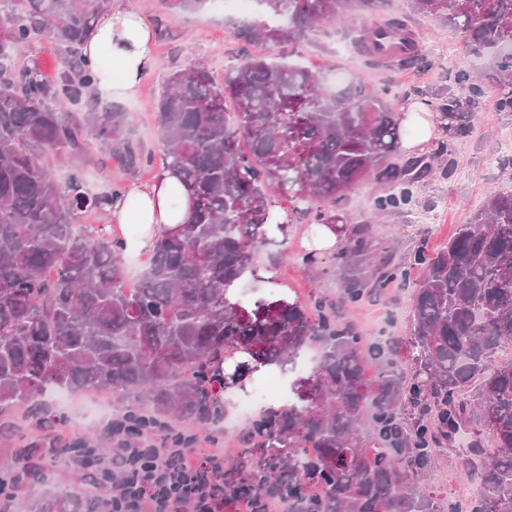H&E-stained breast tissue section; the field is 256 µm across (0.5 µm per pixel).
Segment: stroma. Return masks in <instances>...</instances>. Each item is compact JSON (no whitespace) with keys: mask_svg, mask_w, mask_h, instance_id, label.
Returning a JSON list of instances; mask_svg holds the SVG:
<instances>
[{"mask_svg":"<svg viewBox=\"0 0 512 512\" xmlns=\"http://www.w3.org/2000/svg\"><path fill=\"white\" fill-rule=\"evenodd\" d=\"M126 2L157 19L163 30L154 39L153 66L142 77L135 98L120 104L133 137L143 144L150 161L130 173L118 167L96 144H88L83 170L93 193L111 186L125 188L133 182L147 185L161 171L164 146L155 122L157 101L168 73L192 60L204 61L220 79L245 54H260L272 62L319 71L328 79L341 74L347 84L361 85L383 96L395 112L413 101L436 110L453 98L458 100L461 111L470 113V127L465 134L456 136L443 128L437 132L438 141L453 143L450 171L424 176L413 186L405 205L374 223L380 248L396 247L397 257L407 271L405 281L391 285L381 297L361 302L346 313L347 320L362 335H378L390 317L397 322L398 335H405L411 291L423 276L422 267L414 260L416 251L430 252L448 241L456 226L468 222L490 193L512 192V170L500 168L506 157L503 147L512 141V111L499 108L501 86L485 77L480 95L473 99L457 78L463 68L485 76L494 65L491 54L472 53L437 18L415 13L410 0H387L383 13L384 18L401 20L414 34L418 60L409 65L356 51L353 43L366 22L362 14L349 24H323L301 43L288 46L239 39L237 31L250 17L225 10L224 0H208L204 9L193 13L167 11L159 0ZM310 230L307 221H296L277 250L265 247L257 254L259 265L264 267L272 253L282 254L283 260L273 275L279 280L281 291L298 297L304 304L317 293L338 289L334 251L320 252V266L309 267L302 262L306 252L302 240ZM468 440V434H459L429 479L443 497L462 502L470 494V484L459 452Z\"/></svg>","mask_w":512,"mask_h":512,"instance_id":"obj_1","label":"stroma"}]
</instances>
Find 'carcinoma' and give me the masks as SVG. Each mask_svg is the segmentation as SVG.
Returning a JSON list of instances; mask_svg holds the SVG:
<instances>
[{"label":"carcinoma","mask_w":512,"mask_h":512,"mask_svg":"<svg viewBox=\"0 0 512 512\" xmlns=\"http://www.w3.org/2000/svg\"><path fill=\"white\" fill-rule=\"evenodd\" d=\"M107 0H7L0 8V436L24 407L34 419L50 390L109 389L143 400L123 411L112 437L140 435L178 418L205 426L224 419L223 378L214 369L238 354L280 370L316 342L321 356L295 377L291 399L245 429L244 455L224 465V497L247 496L253 512L275 497L288 512H512V193H490L433 257L412 295L406 338L367 340L338 312L377 296L402 276L392 249L376 248L372 225L349 222L346 192L372 181L374 212L407 201L415 178L395 162L398 113L362 86L332 90L317 71L246 56L217 81L195 60L171 72L157 104L164 167L191 201L189 220L150 251L139 290H125V238L76 229L82 215L123 196L92 195L83 170L56 180L47 155H75L92 139L133 170L148 162L127 136L128 117L100 107L91 90L100 66L83 39ZM382 0H256L257 20L241 38L293 45L324 22L375 15ZM472 49L497 52L495 78L512 82V0H412ZM286 19L288 25L278 21ZM40 33L64 49L53 81L37 62L12 58ZM398 39L415 59L404 24L385 20L360 40ZM85 101L84 124L66 106ZM235 109H226V101ZM464 134L469 113L442 107ZM292 206L283 221L271 191ZM332 226L340 239L336 297L307 307L287 294L253 302L242 317L235 288L259 274V248L295 219ZM375 369L367 375V365ZM472 434L462 450L472 497L443 504L425 490L448 446V431ZM77 434L52 455L78 460ZM304 448L313 452L305 454ZM8 471L21 484L46 455L13 449ZM78 492L44 486L30 512H100Z\"/></svg>","instance_id":"obj_1"}]
</instances>
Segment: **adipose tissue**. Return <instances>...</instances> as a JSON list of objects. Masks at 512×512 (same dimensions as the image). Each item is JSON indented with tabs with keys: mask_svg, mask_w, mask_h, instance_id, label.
<instances>
[{
	"mask_svg": "<svg viewBox=\"0 0 512 512\" xmlns=\"http://www.w3.org/2000/svg\"><path fill=\"white\" fill-rule=\"evenodd\" d=\"M153 39L145 15L120 0L99 15L83 44L89 59H97L104 47L112 55L111 70L100 73L95 85L97 97L114 101L136 93L143 74L153 65ZM444 123L442 114L428 111L418 103L409 105L401 115V125L406 129L417 128L418 134L403 139V148L413 150L427 144ZM176 187V179L166 170L160 171L151 185L131 186L124 198L107 206L108 223L144 225L145 233L136 247L151 248L159 235L185 220L186 207L174 205Z\"/></svg>",
	"mask_w": 512,
	"mask_h": 512,
	"instance_id": "adipose-tissue-1",
	"label": "adipose tissue"
}]
</instances>
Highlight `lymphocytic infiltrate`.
<instances>
[{
    "label": "lymphocytic infiltrate",
    "instance_id": "1",
    "mask_svg": "<svg viewBox=\"0 0 512 512\" xmlns=\"http://www.w3.org/2000/svg\"><path fill=\"white\" fill-rule=\"evenodd\" d=\"M224 450L215 431L177 420L132 446L99 455L83 475L112 512H250L224 499Z\"/></svg>",
    "mask_w": 512,
    "mask_h": 512
}]
</instances>
